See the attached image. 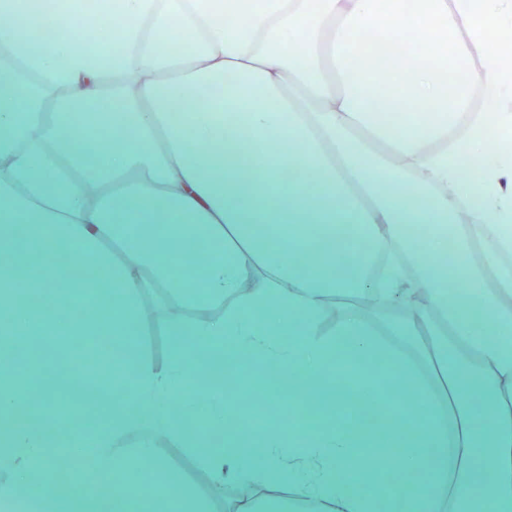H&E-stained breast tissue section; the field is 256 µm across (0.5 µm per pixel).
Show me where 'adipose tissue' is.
Here are the masks:
<instances>
[{
    "instance_id": "1",
    "label": "adipose tissue",
    "mask_w": 512,
    "mask_h": 512,
    "mask_svg": "<svg viewBox=\"0 0 512 512\" xmlns=\"http://www.w3.org/2000/svg\"><path fill=\"white\" fill-rule=\"evenodd\" d=\"M53 3L36 38L0 0V512H512V0ZM258 383L294 407L244 413ZM140 344L143 350L156 363L166 362L168 356V339L162 332L153 325L144 326L142 334L139 336Z\"/></svg>"
}]
</instances>
